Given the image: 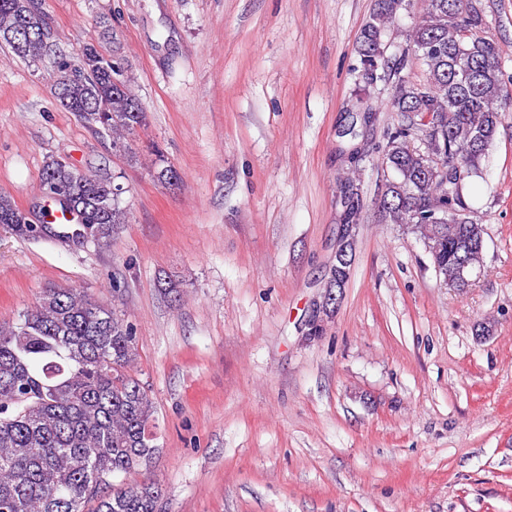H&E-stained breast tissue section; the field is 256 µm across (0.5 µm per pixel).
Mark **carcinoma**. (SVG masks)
<instances>
[{"instance_id":"1","label":"carcinoma","mask_w":512,"mask_h":512,"mask_svg":"<svg viewBox=\"0 0 512 512\" xmlns=\"http://www.w3.org/2000/svg\"><path fill=\"white\" fill-rule=\"evenodd\" d=\"M405 0H375L358 37L359 94L340 133L339 155L363 160L362 113L379 115L371 92L387 86L388 112L412 116L386 133L383 149L394 178L381 195L382 220L431 234L434 267L455 283L460 257L479 266L484 228L470 217L463 190L503 124L512 78L504 79L501 47L485 35L480 8L464 0H423L399 55L388 35ZM43 18L31 0H0V42L28 62H47L58 105L125 136L145 125L117 60L86 44L73 57L56 37H41ZM425 67L415 79L413 67ZM425 134V149L412 145ZM50 202L80 217L75 224H23L21 210L0 195V228L26 240L98 247L127 223L122 190L108 179L53 157L42 172ZM363 201L340 206L342 224L362 223ZM139 353L135 325L75 288L44 292L35 309L0 322V512H164L159 484L139 481L159 451L156 406L133 373ZM124 479L115 483L112 477Z\"/></svg>"}]
</instances>
